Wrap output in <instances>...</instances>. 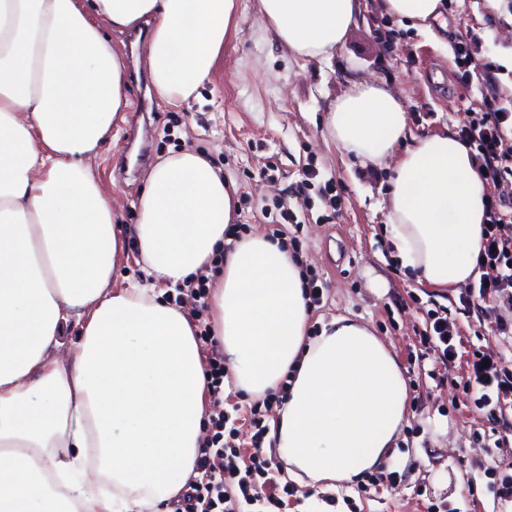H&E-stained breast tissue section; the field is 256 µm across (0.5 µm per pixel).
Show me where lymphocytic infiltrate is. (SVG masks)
<instances>
[{
    "mask_svg": "<svg viewBox=\"0 0 512 512\" xmlns=\"http://www.w3.org/2000/svg\"><path fill=\"white\" fill-rule=\"evenodd\" d=\"M454 62L462 81L477 80L483 96V112L474 114L458 132L460 141L475 149L481 164L480 179L494 189L486 201L483 243L476 266L480 272L466 293V302L481 317L495 325V333L512 338V319L500 315L501 305L512 306V101L499 95L495 66H476L467 47L456 43ZM459 335L455 323L439 312L428 314L421 343L426 354L441 363L451 361ZM502 350H475L469 363V383L477 408L489 411L512 408V371L502 364ZM208 393L211 401L209 424L212 433L198 451L197 478L189 485L175 512H282L288 497L297 489L283 481L282 469L273 458L262 455L269 432L264 409L277 402L269 393L251 405L244 417L253 430L252 446L244 450L236 443L231 417L221 398L229 372L224 355L215 347L204 350Z\"/></svg>",
    "mask_w": 512,
    "mask_h": 512,
    "instance_id": "f902f5d3",
    "label": "lymphocytic infiltrate"
}]
</instances>
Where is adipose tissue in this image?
<instances>
[{"label":"adipose tissue","instance_id":"obj_1","mask_svg":"<svg viewBox=\"0 0 512 512\" xmlns=\"http://www.w3.org/2000/svg\"><path fill=\"white\" fill-rule=\"evenodd\" d=\"M359 5L259 0V11L295 56L323 61ZM146 17L153 87L187 103L224 53L236 0H0V512H158L195 475L207 390L196 330L150 288L113 289L130 238L147 275L173 285L223 253L213 333L237 388L259 396L291 377L273 424L291 479L357 483L406 421L389 349L346 317L308 337L287 247L227 242L235 191L203 154L151 169L125 237L90 161L129 105L111 35ZM408 120L397 96L360 81L332 102L326 138L362 163H391L402 266L428 286H458L474 275L486 188L454 134L412 141Z\"/></svg>","mask_w":512,"mask_h":512}]
</instances>
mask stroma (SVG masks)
I'll return each mask as SVG.
<instances>
[{"label":"stroma","mask_w":512,"mask_h":512,"mask_svg":"<svg viewBox=\"0 0 512 512\" xmlns=\"http://www.w3.org/2000/svg\"><path fill=\"white\" fill-rule=\"evenodd\" d=\"M447 2L441 19L423 32L390 17L382 0H362L335 56L306 62L257 23L258 0H237V25L212 81L189 104L156 101L140 124L137 140L148 148L147 164L127 161L123 119L93 162L119 223L129 227L137 222L149 165L185 149L205 154L234 183L244 234H271L267 215L286 202L298 218L286 227L298 258L325 286L321 307L309 316V336L345 316L368 326L395 354L408 387L407 422L381 470L399 477L388 487L373 489L362 480L353 490L335 491L336 512H427L433 502L456 512H512V497L497 498L485 474L494 465L512 472V454L486 447L512 434V410L489 416L465 388L467 363L488 327L464 307L465 287H428L401 265L388 237L391 170L362 165L324 138L331 102L356 78L376 79L400 98L414 137L457 132L482 108L478 85L464 87L453 63L454 42L472 34L478 38L474 58L499 65L500 91L512 97V0L496 15L486 0ZM308 170L316 177L306 188ZM328 182L338 206L319 193ZM441 308L461 334L458 356L446 365L419 357L418 331L428 310Z\"/></svg>","instance_id":"1"}]
</instances>
